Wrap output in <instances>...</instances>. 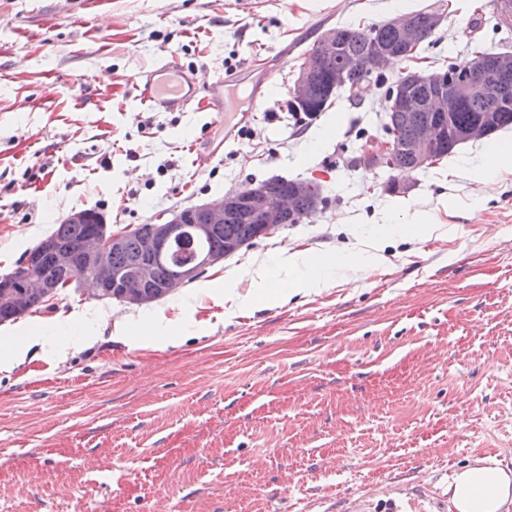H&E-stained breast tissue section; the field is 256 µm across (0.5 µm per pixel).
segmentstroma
<instances>
[{"instance_id": "obj_1", "label": "stroma", "mask_w": 512, "mask_h": 512, "mask_svg": "<svg viewBox=\"0 0 512 512\" xmlns=\"http://www.w3.org/2000/svg\"><path fill=\"white\" fill-rule=\"evenodd\" d=\"M430 5L388 81L512 52L492 0H0V275L75 207L119 229L271 178L328 198L150 305L75 284L1 324L0 512H446L456 468L512 465V175L471 178L491 140L367 171L384 87L302 127L286 107L326 29ZM166 63L222 110L143 106L136 74ZM416 209L441 230L401 238ZM370 243L382 264L285 303L255 275Z\"/></svg>"}]
</instances>
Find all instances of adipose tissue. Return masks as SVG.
Instances as JSON below:
<instances>
[{
	"mask_svg": "<svg viewBox=\"0 0 512 512\" xmlns=\"http://www.w3.org/2000/svg\"><path fill=\"white\" fill-rule=\"evenodd\" d=\"M283 266L302 270L292 284H281L274 293L275 302L315 288L335 283L332 265L324 255L292 252L283 255ZM448 512H512V467L492 457L477 460L457 470L448 483Z\"/></svg>",
	"mask_w": 512,
	"mask_h": 512,
	"instance_id": "1",
	"label": "adipose tissue"
}]
</instances>
